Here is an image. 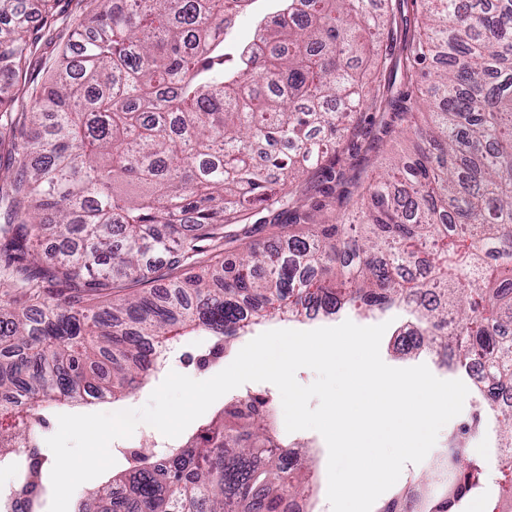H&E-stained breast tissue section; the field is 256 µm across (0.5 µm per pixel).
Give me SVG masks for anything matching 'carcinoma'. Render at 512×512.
<instances>
[{
    "label": "carcinoma",
    "mask_w": 512,
    "mask_h": 512,
    "mask_svg": "<svg viewBox=\"0 0 512 512\" xmlns=\"http://www.w3.org/2000/svg\"><path fill=\"white\" fill-rule=\"evenodd\" d=\"M20 0H0V140L18 166L0 168V288L24 300L0 313V466L13 484L0 512H45L50 489L37 428L43 411L119 402L160 372L167 346L202 330L211 354L268 317L352 309L409 311L454 367L483 370L487 407L512 391V0H417L406 85L388 101L351 62L383 35L389 0H278L236 43L255 0H106L78 20L48 85L14 111L32 53ZM388 102L387 131L421 139L417 158L353 189L300 179L336 164L355 115ZM426 105L423 130L416 111ZM274 147L256 163L253 146ZM342 213L322 223L326 199ZM275 245L245 243L207 278L174 271L256 227ZM58 240L43 250L46 226ZM110 296L90 307L93 296ZM269 399L239 395L182 443L130 453L128 472L77 512H290L304 466L272 451ZM501 480L512 501V410L496 411ZM440 465L453 480L427 512H455L485 480L482 459L452 437Z\"/></svg>",
    "instance_id": "obj_1"
}]
</instances>
